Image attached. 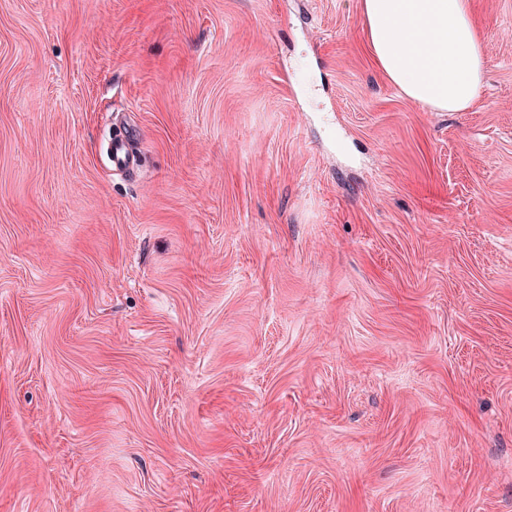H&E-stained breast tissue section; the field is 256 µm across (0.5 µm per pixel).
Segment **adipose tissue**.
Masks as SVG:
<instances>
[{"label": "adipose tissue", "instance_id": "obj_1", "mask_svg": "<svg viewBox=\"0 0 512 512\" xmlns=\"http://www.w3.org/2000/svg\"><path fill=\"white\" fill-rule=\"evenodd\" d=\"M371 55L409 100L464 112L478 99L486 68L469 0H360Z\"/></svg>", "mask_w": 512, "mask_h": 512}]
</instances>
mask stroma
I'll list each match as a JSON object with an SVG mask.
<instances>
[{
	"mask_svg": "<svg viewBox=\"0 0 512 512\" xmlns=\"http://www.w3.org/2000/svg\"><path fill=\"white\" fill-rule=\"evenodd\" d=\"M470 3L436 112L359 0H0V512H512V0ZM134 139L130 135L116 138L112 141L108 149L109 159L112 168L117 171H124L131 167L134 162Z\"/></svg>",
	"mask_w": 512,
	"mask_h": 512,
	"instance_id": "stroma-1",
	"label": "stroma"
}]
</instances>
